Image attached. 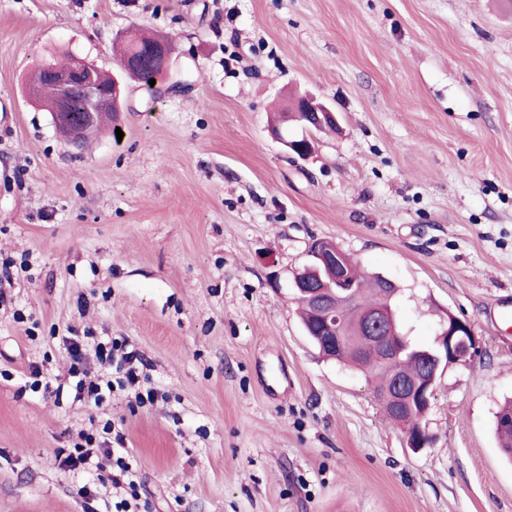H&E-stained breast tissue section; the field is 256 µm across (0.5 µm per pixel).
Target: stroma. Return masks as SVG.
Returning a JSON list of instances; mask_svg holds the SVG:
<instances>
[{
	"label": "stroma",
	"mask_w": 512,
	"mask_h": 512,
	"mask_svg": "<svg viewBox=\"0 0 512 512\" xmlns=\"http://www.w3.org/2000/svg\"><path fill=\"white\" fill-rule=\"evenodd\" d=\"M139 28L173 79L126 80L111 129L66 144L29 75L122 74ZM293 93L340 125L305 159L269 131ZM3 103L0 512H88L57 452L108 419L151 512H512V0H0ZM317 238L401 286L416 341L449 312L481 346L438 381L423 452L302 329ZM65 336L127 339L164 399L25 388L66 371ZM494 428L502 452L512 460V400L505 401L496 412Z\"/></svg>",
	"instance_id": "35a3bbf8"
}]
</instances>
